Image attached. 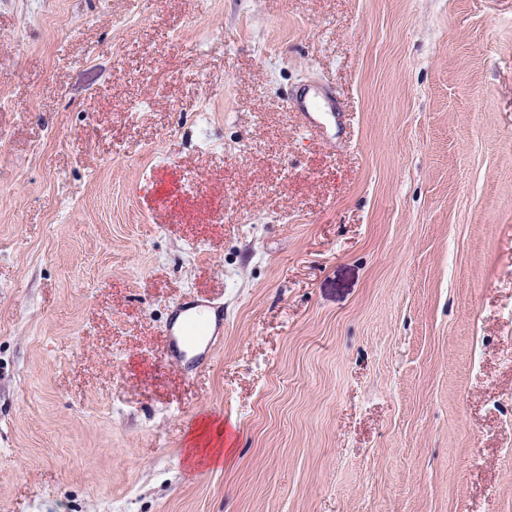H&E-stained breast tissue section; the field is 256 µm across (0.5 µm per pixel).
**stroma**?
I'll use <instances>...</instances> for the list:
<instances>
[{
    "instance_id": "1",
    "label": "stroma",
    "mask_w": 512,
    "mask_h": 512,
    "mask_svg": "<svg viewBox=\"0 0 512 512\" xmlns=\"http://www.w3.org/2000/svg\"><path fill=\"white\" fill-rule=\"evenodd\" d=\"M510 442L512 0H0V512H512ZM214 319L200 303L187 304L174 310L168 320V357L182 365L194 360L202 350H214L221 333L220 313Z\"/></svg>"
}]
</instances>
